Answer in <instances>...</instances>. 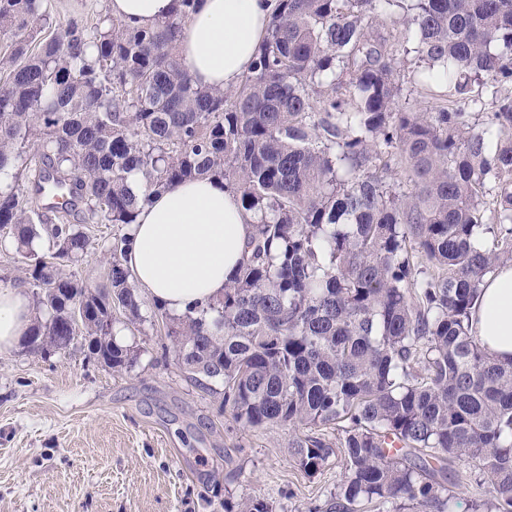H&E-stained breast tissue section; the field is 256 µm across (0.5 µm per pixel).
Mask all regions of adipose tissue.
Instances as JSON below:
<instances>
[{
  "label": "adipose tissue",
  "instance_id": "ef3b65f1",
  "mask_svg": "<svg viewBox=\"0 0 512 512\" xmlns=\"http://www.w3.org/2000/svg\"><path fill=\"white\" fill-rule=\"evenodd\" d=\"M274 6L275 0H200L179 41L192 78L207 87H236L266 36ZM108 7L114 19L150 28L171 13L174 0H108ZM128 183L147 198L132 226L126 258L141 291L176 315L221 296L243 258L255 215L234 192L209 179L150 196L138 174H130ZM32 323L25 288L0 284V353L22 342ZM471 325L490 352L512 359V266L486 278Z\"/></svg>",
  "mask_w": 512,
  "mask_h": 512
}]
</instances>
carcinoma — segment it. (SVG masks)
I'll return each instance as SVG.
<instances>
[{"label":"carcinoma","mask_w":512,"mask_h":512,"mask_svg":"<svg viewBox=\"0 0 512 512\" xmlns=\"http://www.w3.org/2000/svg\"><path fill=\"white\" fill-rule=\"evenodd\" d=\"M176 2L148 29L73 18L33 50L49 0H0V251L31 297L25 345L45 358L80 338L121 373L138 351L104 316L147 308L162 357L235 421L336 428L288 443L309 477L343 457L334 512H455L461 459L484 488L472 512H512V360L470 324L512 265V0H277L229 90L191 78L178 40L198 0ZM395 8L390 44L371 29ZM412 40L411 83L435 99L421 112L395 79ZM134 171L151 193L218 181L261 214L224 295L182 315L143 300L125 266ZM89 224L118 229L101 288L70 270Z\"/></svg>","instance_id":"carcinoma-1"}]
</instances>
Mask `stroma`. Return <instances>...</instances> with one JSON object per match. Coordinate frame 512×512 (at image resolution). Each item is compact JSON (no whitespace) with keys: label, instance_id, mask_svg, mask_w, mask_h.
<instances>
[{"label":"stroma","instance_id":"35a3bbf8","mask_svg":"<svg viewBox=\"0 0 512 512\" xmlns=\"http://www.w3.org/2000/svg\"><path fill=\"white\" fill-rule=\"evenodd\" d=\"M116 330L141 350L120 375L79 345L0 354V512H224L228 495L277 512L327 504L340 457L307 477L288 451L293 428L235 423L163 364L162 326Z\"/></svg>","mask_w":512,"mask_h":512}]
</instances>
